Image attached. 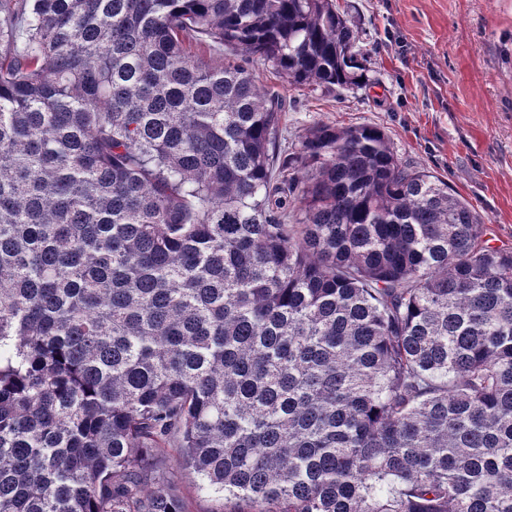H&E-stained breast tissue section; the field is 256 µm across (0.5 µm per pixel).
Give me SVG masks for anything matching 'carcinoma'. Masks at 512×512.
I'll return each instance as SVG.
<instances>
[{"mask_svg":"<svg viewBox=\"0 0 512 512\" xmlns=\"http://www.w3.org/2000/svg\"><path fill=\"white\" fill-rule=\"evenodd\" d=\"M335 0H0V512H512V250L371 126ZM224 47L214 66L204 52ZM169 464L174 468L175 473L180 471L176 473L177 488L189 512H211L219 509L221 501H218L215 495L199 490L196 485L197 479L180 470L176 457H171Z\"/></svg>","mask_w":512,"mask_h":512,"instance_id":"cac0c4a2","label":"carcinoma"}]
</instances>
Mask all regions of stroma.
<instances>
[{
	"mask_svg": "<svg viewBox=\"0 0 512 512\" xmlns=\"http://www.w3.org/2000/svg\"><path fill=\"white\" fill-rule=\"evenodd\" d=\"M359 28L363 86L296 89L254 62L288 103L282 146L317 123L374 126L398 159L448 181L512 250V0H337Z\"/></svg>",
	"mask_w": 512,
	"mask_h": 512,
	"instance_id": "35a3bbf8",
	"label": "stroma"
}]
</instances>
